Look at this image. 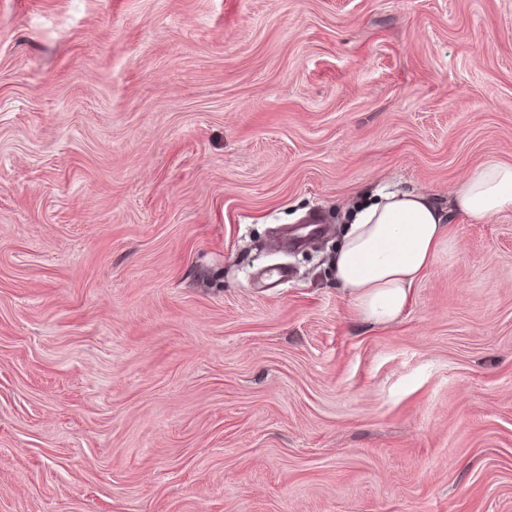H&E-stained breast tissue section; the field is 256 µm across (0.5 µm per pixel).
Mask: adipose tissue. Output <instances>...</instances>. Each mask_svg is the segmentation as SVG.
Returning <instances> with one entry per match:
<instances>
[{
	"label": "adipose tissue",
	"instance_id": "1",
	"mask_svg": "<svg viewBox=\"0 0 512 512\" xmlns=\"http://www.w3.org/2000/svg\"><path fill=\"white\" fill-rule=\"evenodd\" d=\"M511 207L512 164L493 160L467 173L447 208L424 190L380 188L346 214L336 280L359 316L389 325L409 303L440 245L453 241L452 214L483 221Z\"/></svg>",
	"mask_w": 512,
	"mask_h": 512
}]
</instances>
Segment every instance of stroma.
<instances>
[{
  "mask_svg": "<svg viewBox=\"0 0 512 512\" xmlns=\"http://www.w3.org/2000/svg\"><path fill=\"white\" fill-rule=\"evenodd\" d=\"M489 160L512 0H0V512H512V208L390 325L331 269Z\"/></svg>",
  "mask_w": 512,
  "mask_h": 512,
  "instance_id": "stroma-1",
  "label": "stroma"
}]
</instances>
